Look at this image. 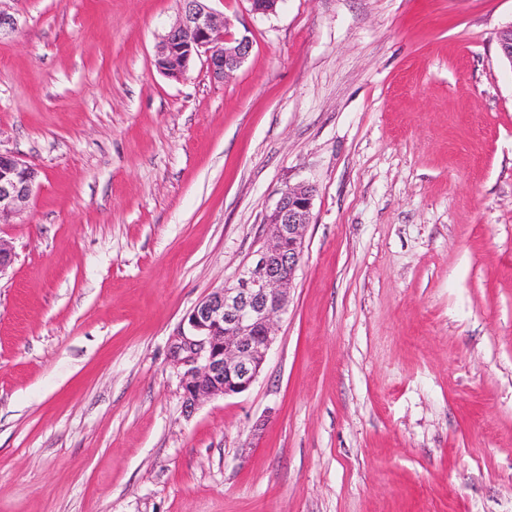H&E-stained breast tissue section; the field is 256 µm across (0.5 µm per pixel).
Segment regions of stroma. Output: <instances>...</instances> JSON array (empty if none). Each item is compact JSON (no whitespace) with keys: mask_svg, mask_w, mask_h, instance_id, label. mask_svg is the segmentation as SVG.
I'll list each match as a JSON object with an SVG mask.
<instances>
[{"mask_svg":"<svg viewBox=\"0 0 512 512\" xmlns=\"http://www.w3.org/2000/svg\"><path fill=\"white\" fill-rule=\"evenodd\" d=\"M251 53L154 65L179 0H0V512H512V0H211ZM313 185L252 387L170 342ZM40 170L22 158L0 152V224H9L39 185Z\"/></svg>","mask_w":512,"mask_h":512,"instance_id":"stroma-1","label":"stroma"}]
</instances>
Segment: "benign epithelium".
Segmentation results:
<instances>
[{"mask_svg": "<svg viewBox=\"0 0 512 512\" xmlns=\"http://www.w3.org/2000/svg\"><path fill=\"white\" fill-rule=\"evenodd\" d=\"M178 20L162 36L154 64L169 78H184L195 58L205 57L211 77L224 82L247 60L252 42L236 36L208 0H180ZM503 59L512 65V25L497 33ZM40 170L0 152V224L19 213L39 185ZM315 189L288 186L266 222L267 241L233 283L199 300L186 314L170 347L180 374L185 407L204 399L243 393L257 380L274 341V318L288 307L310 223Z\"/></svg>", "mask_w": 512, "mask_h": 512, "instance_id": "benign-epithelium-1", "label": "benign epithelium"}]
</instances>
